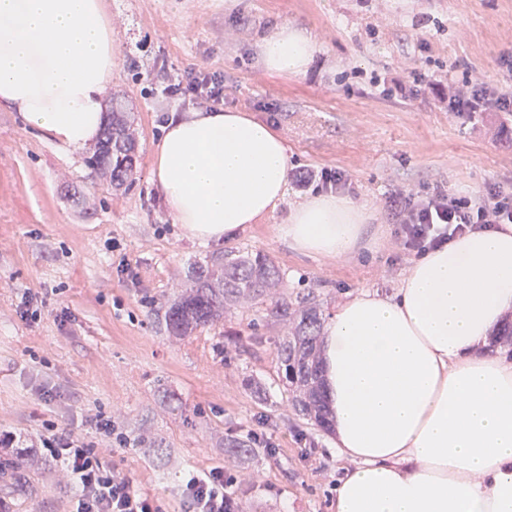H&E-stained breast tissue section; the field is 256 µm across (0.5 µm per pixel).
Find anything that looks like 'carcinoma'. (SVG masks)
Here are the masks:
<instances>
[{
    "mask_svg": "<svg viewBox=\"0 0 512 512\" xmlns=\"http://www.w3.org/2000/svg\"><path fill=\"white\" fill-rule=\"evenodd\" d=\"M137 141L126 112L112 113L98 152L89 164L117 185L133 181ZM280 268L269 256L229 251L211 263L193 268L187 284L164 313L166 328L175 336L192 333L235 314L244 304L256 306L264 317L288 327L276 343V357L284 378L293 387L291 402L300 415L328 429L330 412L322 393L319 350L323 309L316 298H294L278 291Z\"/></svg>",
    "mask_w": 512,
    "mask_h": 512,
    "instance_id": "cac0c4a2",
    "label": "carcinoma"
}]
</instances>
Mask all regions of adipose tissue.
Returning <instances> with one entry per match:
<instances>
[{
    "label": "adipose tissue",
    "mask_w": 512,
    "mask_h": 512,
    "mask_svg": "<svg viewBox=\"0 0 512 512\" xmlns=\"http://www.w3.org/2000/svg\"><path fill=\"white\" fill-rule=\"evenodd\" d=\"M317 50L284 25L266 69L305 73ZM104 0H0V108L65 150L92 144L112 80ZM152 181L174 223L217 242L275 211L287 191L281 135L244 112L169 120ZM366 215L333 193L281 228L308 255L354 251ZM512 311V225L476 228L416 260L392 296L365 292L326 326L323 391L333 448L352 463L333 512H512V360L486 347Z\"/></svg>",
    "instance_id": "obj_1"
}]
</instances>
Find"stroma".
<instances>
[{"instance_id": "stroma-1", "label": "stroma", "mask_w": 512, "mask_h": 512, "mask_svg": "<svg viewBox=\"0 0 512 512\" xmlns=\"http://www.w3.org/2000/svg\"><path fill=\"white\" fill-rule=\"evenodd\" d=\"M105 10L117 66L103 105L130 116L132 186L88 167L94 147L62 151L0 109V429L30 439L51 421L103 447L89 419L104 412L128 437L103 448L105 463L168 512H183L187 476L212 468L237 474L245 512H331L349 462L291 408L274 347L283 328L241 308L183 338L163 314L192 266L231 250L269 255L289 295L313 293L328 319L360 292L394 294L412 258L385 211L393 190L512 184V112H451L439 98L471 82L512 86V0H105ZM282 23L316 41L303 74L263 65L261 43ZM193 69L223 75L225 109L288 147L283 202L208 244L174 224L150 181L170 117L208 107L163 92ZM324 169L351 177L349 199L367 216L346 256L300 253L278 232L313 193L300 177ZM25 295L36 321L19 313ZM50 389L59 399L44 401ZM231 438L251 453H227ZM78 493L60 468L26 457L0 471L9 512H71Z\"/></svg>"}]
</instances>
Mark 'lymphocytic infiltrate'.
I'll return each instance as SVG.
<instances>
[{
    "label": "lymphocytic infiltrate",
    "instance_id": "1",
    "mask_svg": "<svg viewBox=\"0 0 512 512\" xmlns=\"http://www.w3.org/2000/svg\"><path fill=\"white\" fill-rule=\"evenodd\" d=\"M441 101L452 112H512L511 93H497L481 83L449 89ZM386 208L402 249L410 255L443 246L476 227L512 224V193L495 181L487 182L483 192L473 197L399 189L387 198ZM0 447L61 467L80 488L75 512H164L158 497L111 471L100 451L74 431L59 432L49 423L24 446L14 432L1 430ZM236 481L235 475L221 468L190 476L183 490L185 512H239L238 502L227 492Z\"/></svg>",
    "mask_w": 512,
    "mask_h": 512
}]
</instances>
